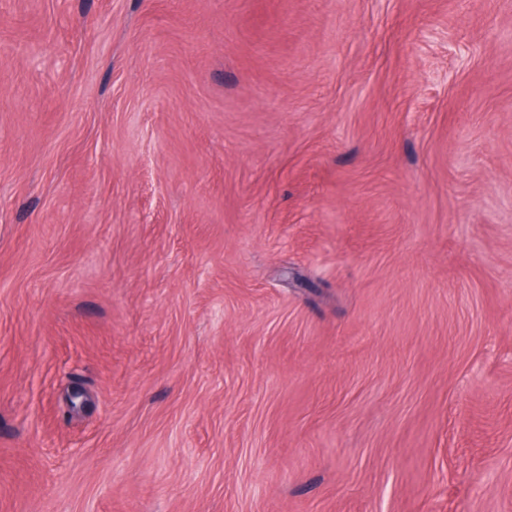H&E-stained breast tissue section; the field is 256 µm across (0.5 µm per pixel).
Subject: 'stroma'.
<instances>
[{
    "instance_id": "obj_1",
    "label": "stroma",
    "mask_w": 512,
    "mask_h": 512,
    "mask_svg": "<svg viewBox=\"0 0 512 512\" xmlns=\"http://www.w3.org/2000/svg\"><path fill=\"white\" fill-rule=\"evenodd\" d=\"M0 512H512V0H0Z\"/></svg>"
}]
</instances>
